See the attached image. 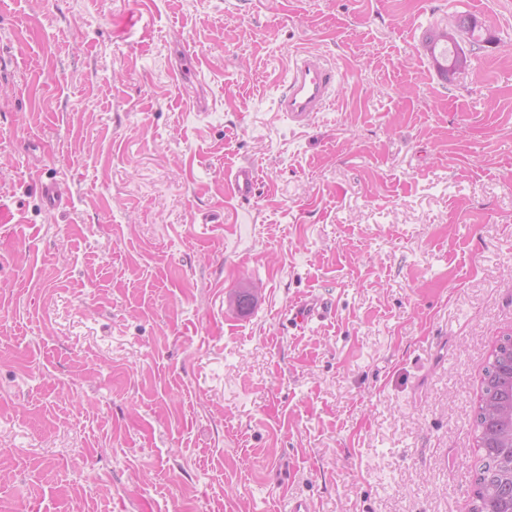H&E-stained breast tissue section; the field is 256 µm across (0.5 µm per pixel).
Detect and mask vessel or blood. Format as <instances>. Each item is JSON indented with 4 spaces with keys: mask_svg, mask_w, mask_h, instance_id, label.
Listing matches in <instances>:
<instances>
[{
    "mask_svg": "<svg viewBox=\"0 0 512 512\" xmlns=\"http://www.w3.org/2000/svg\"><path fill=\"white\" fill-rule=\"evenodd\" d=\"M285 89L276 101L277 111L301 125L315 113L324 111L334 99L337 73L322 56L310 51L296 55L284 72ZM233 195L251 199L257 187V174L249 165L237 167L226 176Z\"/></svg>",
    "mask_w": 512,
    "mask_h": 512,
    "instance_id": "b4317fda",
    "label": "vessel or blood"
}]
</instances>
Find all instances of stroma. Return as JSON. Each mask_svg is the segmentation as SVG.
Masks as SVG:
<instances>
[{
	"label": "stroma",
	"mask_w": 512,
	"mask_h": 512,
	"mask_svg": "<svg viewBox=\"0 0 512 512\" xmlns=\"http://www.w3.org/2000/svg\"><path fill=\"white\" fill-rule=\"evenodd\" d=\"M461 15L444 79L425 37ZM303 49L340 84L297 127ZM508 333L512 0L0 9V512H471ZM227 184L233 195L242 199H251L256 192L257 174L250 165L238 166L226 175Z\"/></svg>",
	"instance_id": "stroma-1"
}]
</instances>
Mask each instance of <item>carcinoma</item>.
Listing matches in <instances>:
<instances>
[{"instance_id": "carcinoma-1", "label": "carcinoma", "mask_w": 512, "mask_h": 512, "mask_svg": "<svg viewBox=\"0 0 512 512\" xmlns=\"http://www.w3.org/2000/svg\"><path fill=\"white\" fill-rule=\"evenodd\" d=\"M458 31L464 32V41H455L460 51H465L462 43L473 47L479 43L475 37L477 25H469L473 21L470 16L458 18ZM512 356V335L507 334L500 339L495 357L484 369L481 384V395L474 415L476 438L484 443L485 435L492 427H497L503 435L499 447L484 445L480 448L481 455L474 470V493L476 505L473 512H512V421L492 422L485 412L484 402L488 399L512 401V370L508 369L507 358Z\"/></svg>"}]
</instances>
